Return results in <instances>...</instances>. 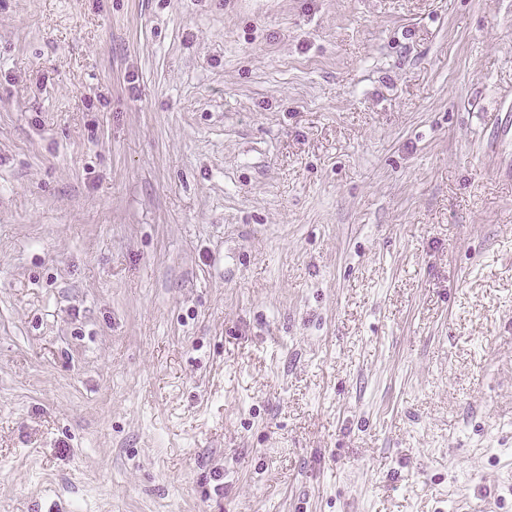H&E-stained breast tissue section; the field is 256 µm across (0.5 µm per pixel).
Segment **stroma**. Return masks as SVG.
I'll return each instance as SVG.
<instances>
[{"label":"stroma","mask_w":512,"mask_h":512,"mask_svg":"<svg viewBox=\"0 0 512 512\" xmlns=\"http://www.w3.org/2000/svg\"><path fill=\"white\" fill-rule=\"evenodd\" d=\"M512 0H0V512H512Z\"/></svg>","instance_id":"1"}]
</instances>
